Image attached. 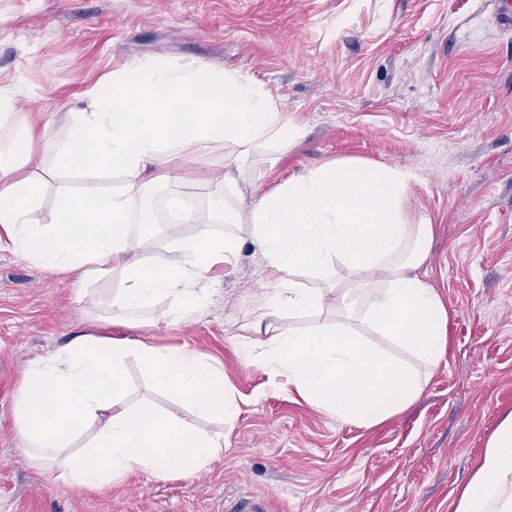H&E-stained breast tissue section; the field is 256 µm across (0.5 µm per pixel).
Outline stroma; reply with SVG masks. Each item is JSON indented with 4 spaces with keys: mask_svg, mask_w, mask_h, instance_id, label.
<instances>
[{
    "mask_svg": "<svg viewBox=\"0 0 512 512\" xmlns=\"http://www.w3.org/2000/svg\"><path fill=\"white\" fill-rule=\"evenodd\" d=\"M494 12V0H0V91L32 113L43 140L63 139L69 113L129 63L201 61L263 84L302 130L290 147L256 157L255 194L334 160L411 171L405 216L433 226L418 273L448 308V351L421 369L416 401L370 428L337 420L287 374L246 366L240 341L276 277L247 225H223L245 243L206 281L200 318L161 322L172 306L164 298L112 333L190 351L223 373L235 420L196 425L223 432L224 456L189 477L139 476L90 493L18 452L14 400L28 361L110 316L121 282L78 294L65 276L1 247L0 512H226L251 497L267 500L268 512H453L512 412V29ZM224 154L215 149L186 164L180 182L154 187L156 211L175 195L203 207L225 195ZM121 183L117 172H57L33 218L50 223L60 190ZM381 285L373 276L352 306L331 300L292 323L346 327L413 363L361 323Z\"/></svg>",
    "mask_w": 512,
    "mask_h": 512,
    "instance_id": "1",
    "label": "stroma"
}]
</instances>
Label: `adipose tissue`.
Returning <instances> with one entry per match:
<instances>
[{
    "mask_svg": "<svg viewBox=\"0 0 512 512\" xmlns=\"http://www.w3.org/2000/svg\"><path fill=\"white\" fill-rule=\"evenodd\" d=\"M300 136L264 85L201 62L175 66L154 59L113 73L85 111L72 113L66 138L51 146L37 140L0 95V230L10 248L34 269L66 275L77 288L114 274L124 281L112 298L113 316L92 321L91 331L29 362L15 396L23 455L58 467L68 483L91 492L134 475H192L223 456V433H199L182 415L186 409L222 419L236 414L223 373L187 350L110 333L113 325L131 326L161 296L177 300L172 322L200 314L209 301L202 282L240 247L238 237L213 232L220 222L247 220L249 238L278 273L252 323L266 342L255 336L242 343L248 364L287 374L304 398L337 419L367 427L418 398L420 378L365 347L354 331L327 328L318 335L291 323L321 310L330 297L347 306L349 289L308 288L294 279L298 268L321 271L338 262L353 271L357 285H365L370 273L385 281L367 323L411 347L424 366L446 355L448 309L418 273L433 226L408 223L402 211L410 172L329 162L255 198L245 217L219 200L206 219L195 199L180 198L179 221L167 227L175 242L171 256L157 251L153 236L131 230L148 190L178 180L184 163L225 148L224 188L235 191L261 150L287 147ZM48 152L54 168L79 177L118 170L124 182L103 194L60 191L52 222L36 223L32 214L48 177L19 180L15 173ZM186 225L194 228L187 236L181 233ZM131 356L158 392L172 396V408L118 409ZM88 430L89 443L72 451L73 441ZM454 512H512V413L489 439Z\"/></svg>",
    "mask_w": 512,
    "mask_h": 512,
    "instance_id": "obj_1",
    "label": "adipose tissue"
}]
</instances>
